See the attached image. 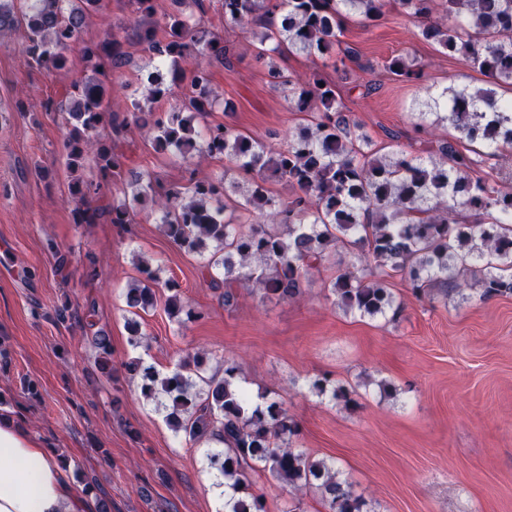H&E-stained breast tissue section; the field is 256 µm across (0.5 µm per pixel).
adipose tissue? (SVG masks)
Returning <instances> with one entry per match:
<instances>
[{
    "instance_id": "adipose-tissue-1",
    "label": "adipose tissue",
    "mask_w": 512,
    "mask_h": 512,
    "mask_svg": "<svg viewBox=\"0 0 512 512\" xmlns=\"http://www.w3.org/2000/svg\"><path fill=\"white\" fill-rule=\"evenodd\" d=\"M81 487L27 428L0 417V512H90Z\"/></svg>"
}]
</instances>
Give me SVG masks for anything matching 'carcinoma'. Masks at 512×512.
Instances as JSON below:
<instances>
[{
	"instance_id": "obj_1",
	"label": "carcinoma",
	"mask_w": 512,
	"mask_h": 512,
	"mask_svg": "<svg viewBox=\"0 0 512 512\" xmlns=\"http://www.w3.org/2000/svg\"><path fill=\"white\" fill-rule=\"evenodd\" d=\"M65 0H0V45L19 25L26 29L22 61L26 66L62 71L67 51L79 41L87 16L99 0H84L86 9L65 10ZM131 28L149 60L171 65V78L184 76L180 63L194 59L190 94L173 112H156L153 104L170 93L159 70L142 80V98L119 116L112 93L127 88L120 68L126 53L116 38L85 44L83 58L97 74L112 75V87L96 78L73 84L67 110L65 165L71 174L68 194L75 203L74 223H90L96 212L83 207L100 188L85 179L93 160L105 182L131 187V199L102 210L113 224H129L138 210L160 215L165 235L204 259L209 287L224 289V305L238 300L241 283L252 285L262 299L297 301L303 281L326 268L331 254L348 253L355 262L336 270L330 291L333 304L345 313L375 317L403 302L388 287L398 276L418 300L448 299L477 285L480 298L512 295V175L493 181L473 176L482 154H464L438 145L440 158L426 160L401 151L382 153L362 127L344 112L336 87L317 72L303 82L285 74L276 59L284 53L328 55L336 46L343 19L355 12L370 23L383 16L386 0H223L224 24L250 29L255 57L267 67L270 82L287 92L297 112L309 123L278 148L224 125L201 123L220 103L211 88L209 67L231 64L233 46L205 27L192 4L205 13L204 0H172L173 9L157 15L155 0H131ZM402 11L419 24L426 41L450 53L469 57L486 77L484 86H449L427 104L434 112H417L416 127L426 131L447 124L469 144L490 151L512 148V99L499 98L497 88L512 86V0H443L440 20H430L433 0H398ZM386 69L403 82L426 80L424 66L396 56ZM116 139L130 126L151 135L154 150L189 160L195 155L221 156L251 174L247 184L190 173L185 184L164 185L127 168V156L98 138L104 124ZM287 196L273 193L270 180ZM142 278L127 284L131 345L142 343L140 312L154 307L155 287L168 295L165 311L178 316L185 308L179 285L163 281L159 269L137 259ZM98 367L113 377L110 341L95 337ZM207 352L186 355L177 369L161 375L132 358L127 373L139 376L140 393L164 413L170 429L191 445L205 447L207 468L231 495L224 512H266L264 499L252 492L251 476L267 471L297 492L313 489L325 512H369L366 500L340 477L336 463L314 458L293 447L300 423L274 398L253 405L231 357L209 373ZM318 395L349 408L350 391L330 386L327 377L311 382Z\"/></svg>"
}]
</instances>
